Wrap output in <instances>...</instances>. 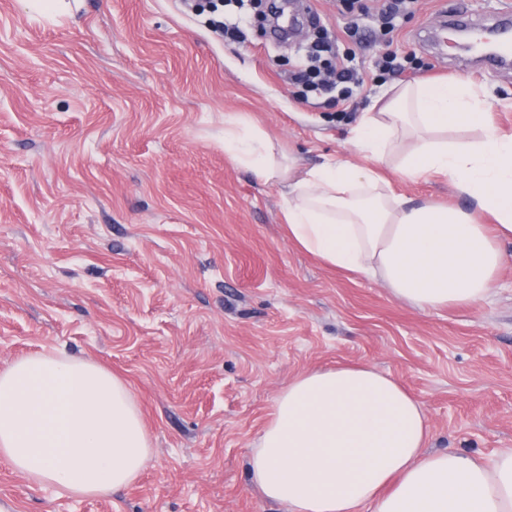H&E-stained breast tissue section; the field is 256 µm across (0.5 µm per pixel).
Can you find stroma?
Segmentation results:
<instances>
[{
    "label": "stroma",
    "mask_w": 512,
    "mask_h": 512,
    "mask_svg": "<svg viewBox=\"0 0 512 512\" xmlns=\"http://www.w3.org/2000/svg\"><path fill=\"white\" fill-rule=\"evenodd\" d=\"M277 41L222 37L184 0H78L52 16L0 0V366L45 348L103 365L141 408L153 452L104 496L40 486L0 458V512H289L249 485L248 460L299 373L366 361L421 398L429 450L512 448V264L492 297L423 312L381 283L325 267L283 230L279 187L224 152L243 114L300 169L365 165L349 142L399 85L455 75L512 133V70L443 60L425 42L448 0H418L397 42L345 36L341 0H300ZM352 64L405 71L347 106L294 99L288 73L317 28ZM418 204L468 209L444 176L393 179Z\"/></svg>",
    "instance_id": "stroma-1"
}]
</instances>
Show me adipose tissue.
I'll list each match as a JSON object with an SVG mask.
<instances>
[{
  "mask_svg": "<svg viewBox=\"0 0 512 512\" xmlns=\"http://www.w3.org/2000/svg\"><path fill=\"white\" fill-rule=\"evenodd\" d=\"M458 127L477 134L449 139ZM350 142L367 165L301 171L247 117L224 122L225 153L284 187V229L299 248L421 311L485 301L512 262L500 245L512 240V134L497 131L485 101L454 76L395 88ZM382 167L406 181L447 176L474 209L408 204ZM430 436L422 401L391 374L367 362L312 370L276 398L251 486L289 512H512V448L431 452ZM151 451L131 390L105 367L54 351L0 367V457L33 483L104 495L133 483Z\"/></svg>",
  "mask_w": 512,
  "mask_h": 512,
  "instance_id": "ef3b65f1",
  "label": "adipose tissue"
}]
</instances>
